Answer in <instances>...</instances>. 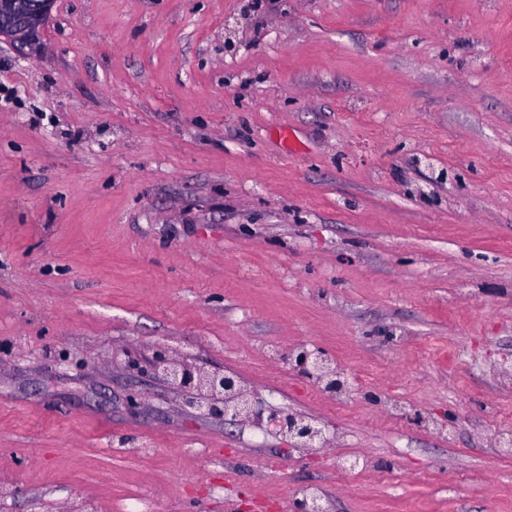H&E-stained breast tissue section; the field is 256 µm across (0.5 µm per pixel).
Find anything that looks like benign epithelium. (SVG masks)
Masks as SVG:
<instances>
[{"mask_svg":"<svg viewBox=\"0 0 512 512\" xmlns=\"http://www.w3.org/2000/svg\"><path fill=\"white\" fill-rule=\"evenodd\" d=\"M53 0H0V41L21 48L32 46L50 15ZM297 372L325 386L327 391L349 389V378L331 366V360L319 350L301 348L288 355ZM155 376L180 394L185 408L203 411L231 421L257 414L254 394L243 389L234 374L208 371L187 360L172 357L165 349L152 359ZM270 421L296 448H316L328 439L319 423L292 413L271 415Z\"/></svg>","mask_w":512,"mask_h":512,"instance_id":"benign-epithelium-1","label":"benign epithelium"}]
</instances>
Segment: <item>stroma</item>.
Instances as JSON below:
<instances>
[{
    "instance_id": "35a3bbf8",
    "label": "stroma",
    "mask_w": 512,
    "mask_h": 512,
    "mask_svg": "<svg viewBox=\"0 0 512 512\" xmlns=\"http://www.w3.org/2000/svg\"><path fill=\"white\" fill-rule=\"evenodd\" d=\"M160 348L331 447L184 410ZM504 357L512 0H55L0 42V512H512ZM297 372L306 378L325 385L326 391L349 389V378L331 366V360L322 351L301 348L288 355ZM270 421L296 448L322 447L328 439L319 423L292 413L272 414Z\"/></svg>"
}]
</instances>
